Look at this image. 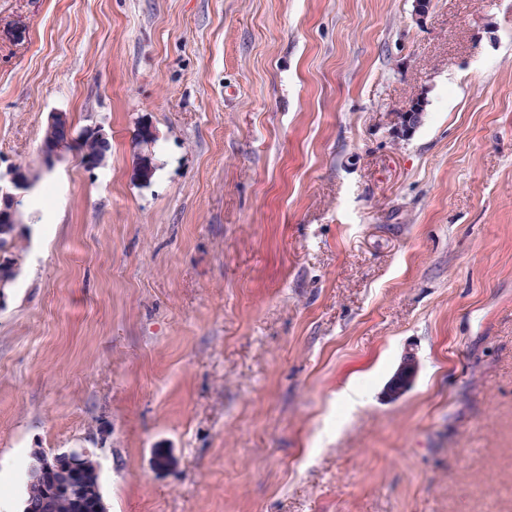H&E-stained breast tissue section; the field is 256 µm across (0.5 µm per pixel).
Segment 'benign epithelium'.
Here are the masks:
<instances>
[{
  "instance_id": "benign-epithelium-1",
  "label": "benign epithelium",
  "mask_w": 512,
  "mask_h": 512,
  "mask_svg": "<svg viewBox=\"0 0 512 512\" xmlns=\"http://www.w3.org/2000/svg\"><path fill=\"white\" fill-rule=\"evenodd\" d=\"M420 110L421 102L416 98L405 109L396 113V131L406 134L413 129ZM86 141L97 143L102 150L110 147V135L104 127L86 128L77 133L66 113H50L39 150L41 167L50 170L71 154L89 170L101 167L105 164L106 155H89L81 151L80 146ZM34 183V172L27 166H18L5 175L0 174V221L6 224L19 223L21 199ZM418 370L416 358L412 355L404 356L394 381L387 386L388 396L397 398L406 392L413 384ZM90 456L91 452L88 450L46 451L37 448L33 451L32 468L37 478L45 479L65 466H78L81 460Z\"/></svg>"
}]
</instances>
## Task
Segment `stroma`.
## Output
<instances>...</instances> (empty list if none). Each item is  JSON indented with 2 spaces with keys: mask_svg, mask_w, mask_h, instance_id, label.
<instances>
[{
  "mask_svg": "<svg viewBox=\"0 0 512 512\" xmlns=\"http://www.w3.org/2000/svg\"><path fill=\"white\" fill-rule=\"evenodd\" d=\"M51 112L112 150L23 209L0 512H512V0H0L1 172ZM419 370V364L413 355H405L399 365L396 377L387 386L390 398H397L406 392L413 384ZM32 468L37 479H45L60 471L64 466L76 467L81 460L91 457L88 450L46 451L37 448L33 451ZM94 480L84 472L56 473L52 478L42 483L37 490L26 491L25 496L32 494L29 512H103L100 511L99 473L96 461H89ZM80 485L85 488L84 494L74 500L67 492L68 486Z\"/></svg>",
  "mask_w": 512,
  "mask_h": 512,
  "instance_id": "stroma-1",
  "label": "stroma"
}]
</instances>
